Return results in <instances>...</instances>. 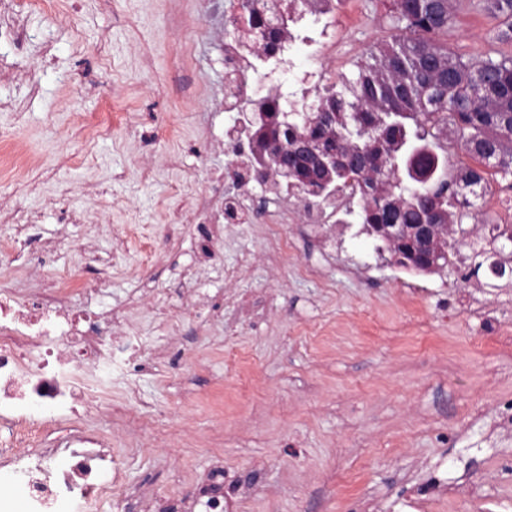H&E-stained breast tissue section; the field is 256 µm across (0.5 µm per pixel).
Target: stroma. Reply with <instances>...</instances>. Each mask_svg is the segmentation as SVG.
<instances>
[{
	"mask_svg": "<svg viewBox=\"0 0 512 512\" xmlns=\"http://www.w3.org/2000/svg\"><path fill=\"white\" fill-rule=\"evenodd\" d=\"M452 0L440 42L484 52L501 19ZM25 39L0 28V197L43 236L89 241L108 265L105 305L127 310L147 347L180 362L135 375L174 453L130 427L112 441L127 481L185 499L224 463L233 512H512V254L492 225L512 222V188L492 183L474 247L418 274L394 265L359 224H282L275 249L257 183L221 180L234 94L225 71L237 0H16ZM390 0H345L343 72L388 41ZM112 115L94 143H65L81 118ZM236 194L250 224L225 226L210 261L189 217ZM167 249L150 264L128 225ZM506 267L503 276L493 263ZM237 270L235 279L225 271ZM203 297L177 338L141 297Z\"/></svg>",
	"mask_w": 512,
	"mask_h": 512,
	"instance_id": "1",
	"label": "stroma"
}]
</instances>
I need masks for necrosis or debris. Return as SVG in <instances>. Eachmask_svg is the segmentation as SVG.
Segmentation results:
<instances>
[{"mask_svg":"<svg viewBox=\"0 0 512 512\" xmlns=\"http://www.w3.org/2000/svg\"><path fill=\"white\" fill-rule=\"evenodd\" d=\"M338 40L325 31L320 39L289 44V61L305 65L301 95L289 100V110L316 105L320 85L336 74L331 64L341 59ZM226 219L246 224L252 216L232 200L193 213L202 260L214 256ZM11 221L15 234L7 248L17 269L36 266L39 285L24 291L0 283V472L9 475L11 491L28 512L121 510L139 491L113 459L111 435L86 427L83 419L117 385L125 407L141 426H149L154 412L142 401L133 376L163 352L146 348L123 310L75 311L74 289L100 299L108 280L87 243L70 245L88 272L76 288L66 272L51 267L56 240L43 237L33 218L15 214ZM63 415L71 420L64 435L42 433V424Z\"/></svg>","mask_w":512,"mask_h":512,"instance_id":"obj_1","label":"necrosis or debris"}]
</instances>
